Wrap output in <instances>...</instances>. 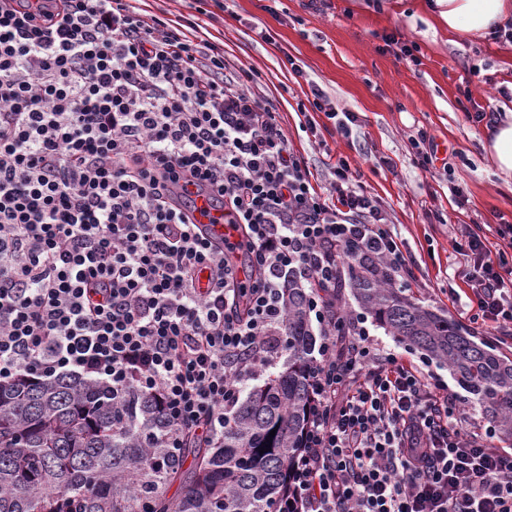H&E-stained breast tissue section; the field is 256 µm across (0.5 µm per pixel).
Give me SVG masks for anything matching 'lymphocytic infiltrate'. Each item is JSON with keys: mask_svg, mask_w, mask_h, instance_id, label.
I'll use <instances>...</instances> for the list:
<instances>
[{"mask_svg": "<svg viewBox=\"0 0 512 512\" xmlns=\"http://www.w3.org/2000/svg\"><path fill=\"white\" fill-rule=\"evenodd\" d=\"M200 22L137 0H0V384L62 374L153 396L169 445L212 446L247 382L283 356L285 286L307 284L322 336L303 448L275 512H512V452L468 432L424 367L373 355L343 310L336 269L356 244L408 265L338 159L327 194L290 147L247 69ZM316 114L357 117L312 87ZM213 191L236 243L214 247L171 200ZM464 231L469 306L512 323V268ZM244 253L239 280L226 258Z\"/></svg>", "mask_w": 512, "mask_h": 512, "instance_id": "f902f5d3", "label": "lymphocytic infiltrate"}]
</instances>
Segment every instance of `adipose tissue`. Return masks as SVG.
Wrapping results in <instances>:
<instances>
[{
  "label": "adipose tissue",
  "instance_id": "adipose-tissue-1",
  "mask_svg": "<svg viewBox=\"0 0 512 512\" xmlns=\"http://www.w3.org/2000/svg\"><path fill=\"white\" fill-rule=\"evenodd\" d=\"M431 10L462 40L492 35L512 19V0H431ZM485 150L500 174L512 177V113H507L487 135Z\"/></svg>",
  "mask_w": 512,
  "mask_h": 512
}]
</instances>
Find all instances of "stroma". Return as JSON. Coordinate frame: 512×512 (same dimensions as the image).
<instances>
[{
    "label": "stroma",
    "mask_w": 512,
    "mask_h": 512,
    "mask_svg": "<svg viewBox=\"0 0 512 512\" xmlns=\"http://www.w3.org/2000/svg\"><path fill=\"white\" fill-rule=\"evenodd\" d=\"M202 22L223 44L230 70L253 71L256 91L275 106L318 191L329 186L331 164L348 160L352 185L386 213L411 260L407 294L477 337L494 336L512 359V325L493 332L473 319L466 259L453 248L463 226L512 225V181L483 148L488 124L472 119L512 108V39L456 40L425 0H226ZM264 29L271 42L261 40ZM388 36L414 46L416 62L386 46ZM294 64L303 79L290 74ZM314 85L355 113L350 136L323 117L316 130L300 128L297 104ZM423 139L437 144L446 167L423 171L416 148ZM374 154L389 166L374 167Z\"/></svg>",
    "instance_id": "obj_1"
}]
</instances>
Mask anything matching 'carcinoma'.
Instances as JSON below:
<instances>
[{
	"mask_svg": "<svg viewBox=\"0 0 512 512\" xmlns=\"http://www.w3.org/2000/svg\"><path fill=\"white\" fill-rule=\"evenodd\" d=\"M340 285L409 350L447 364L512 439V362L493 343L395 287L377 257L345 259ZM286 301L288 360L247 393L214 448L166 447L147 395L116 406L106 386L75 378L0 385V512H272L301 448L314 351L308 289L288 282ZM174 483L177 501L164 492Z\"/></svg>",
	"mask_w": 512,
	"mask_h": 512,
	"instance_id": "obj_1",
	"label": "carcinoma"
}]
</instances>
